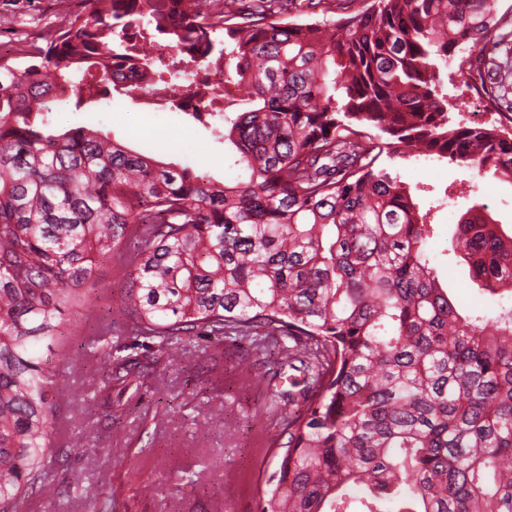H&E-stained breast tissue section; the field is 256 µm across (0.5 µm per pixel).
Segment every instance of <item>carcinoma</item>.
<instances>
[{"instance_id": "carcinoma-1", "label": "carcinoma", "mask_w": 512, "mask_h": 512, "mask_svg": "<svg viewBox=\"0 0 512 512\" xmlns=\"http://www.w3.org/2000/svg\"><path fill=\"white\" fill-rule=\"evenodd\" d=\"M50 45L0 57V512L58 488L57 377L41 344L65 335L103 261L125 278L123 315L152 366L199 334L281 353L265 414L278 466L260 512H512V234L474 205L453 252L496 299L459 308L440 283L404 164L448 161L512 184V132L453 120L445 72L467 88L498 0H373L325 21H288L298 0H89ZM224 63L210 86L215 138L247 177L221 182L98 132L50 130L55 94L109 83L114 63L173 92L183 61ZM506 79L512 54L488 60ZM471 192L452 183L446 206ZM121 385L131 361L98 354ZM304 402L302 413L283 405Z\"/></svg>"}]
</instances>
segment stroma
Masks as SVG:
<instances>
[{"label":"stroma","instance_id":"35a3bbf8","mask_svg":"<svg viewBox=\"0 0 512 512\" xmlns=\"http://www.w3.org/2000/svg\"><path fill=\"white\" fill-rule=\"evenodd\" d=\"M89 8L88 0H0V46L12 57L47 48L71 17ZM51 120L59 130L110 134L136 152L222 182L244 175L209 130L176 114L140 112L118 94L105 111L67 103L55 107ZM403 176L437 188L468 178L453 165L425 160L404 167ZM471 181L470 195L436 216L429 252L449 295L465 310L480 311L493 302L453 252L451 228L476 203L511 231L512 184L489 175ZM104 278L112 287L107 308L66 314L78 333L65 339L72 361L58 378L60 438L48 468L60 494L51 501L32 496L34 512H85L86 495L98 493L111 499L112 512H259L276 461L267 452L274 424L257 410L267 389L285 388V381L258 362L244 368V349L225 347L214 360L196 347L181 363L141 379L138 390H105L99 349L108 344L133 356L138 350L122 323L123 275L108 271ZM73 470L83 472L81 486L66 483Z\"/></svg>","mask_w":512,"mask_h":512}]
</instances>
